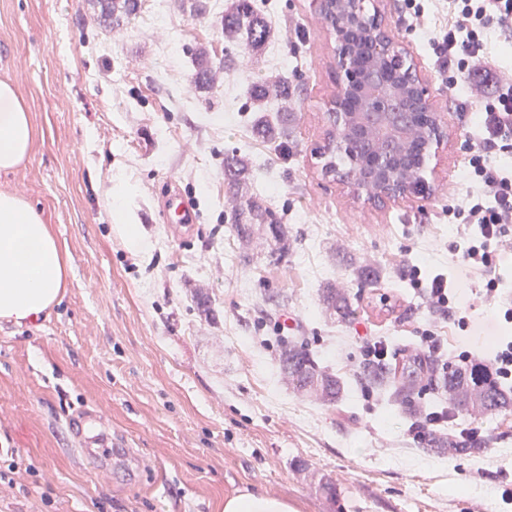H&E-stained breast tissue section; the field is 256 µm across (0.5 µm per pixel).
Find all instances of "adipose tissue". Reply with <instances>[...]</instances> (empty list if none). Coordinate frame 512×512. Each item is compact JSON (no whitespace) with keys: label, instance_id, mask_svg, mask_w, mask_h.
I'll return each mask as SVG.
<instances>
[{"label":"adipose tissue","instance_id":"ef3b65f1","mask_svg":"<svg viewBox=\"0 0 512 512\" xmlns=\"http://www.w3.org/2000/svg\"><path fill=\"white\" fill-rule=\"evenodd\" d=\"M35 137L31 115L13 86L0 81V171L18 167ZM70 256L42 214L22 197L0 192V321L34 325L68 286Z\"/></svg>","mask_w":512,"mask_h":512}]
</instances>
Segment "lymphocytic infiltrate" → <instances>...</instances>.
<instances>
[{"label": "lymphocytic infiltrate", "mask_w": 512, "mask_h": 512, "mask_svg": "<svg viewBox=\"0 0 512 512\" xmlns=\"http://www.w3.org/2000/svg\"><path fill=\"white\" fill-rule=\"evenodd\" d=\"M454 18L431 40L449 88L461 89L466 105L476 112L472 147L461 175L466 195L454 220L464 224L457 249L461 265L487 274V295L497 282L491 273L499 248L512 232V169L498 163L512 152V74L486 50L490 30L512 26V0H453Z\"/></svg>", "instance_id": "obj_1"}]
</instances>
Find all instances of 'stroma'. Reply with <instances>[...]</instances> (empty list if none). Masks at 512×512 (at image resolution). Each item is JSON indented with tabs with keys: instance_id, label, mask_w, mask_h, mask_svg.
<instances>
[{
	"instance_id": "obj_1",
	"label": "stroma",
	"mask_w": 512,
	"mask_h": 512,
	"mask_svg": "<svg viewBox=\"0 0 512 512\" xmlns=\"http://www.w3.org/2000/svg\"><path fill=\"white\" fill-rule=\"evenodd\" d=\"M232 0H140L136 15L100 23L93 0H0V81L30 112L29 157L0 172V192L22 196L71 257L69 285L36 326L0 322V512H221L244 490L288 499L297 512H512V412L438 426L477 432L483 453L424 449L425 414L386 401L361 378L368 337L427 354L489 357L512 337V259L497 298L480 272L456 263L448 211L465 194L461 173L471 115L454 103L430 39L448 0H420L411 26L403 0H365L409 52L448 138L429 162L425 197L377 203L322 173L325 112L336 90V48L310 0H254L274 36L243 53L220 16ZM217 68L211 88L191 83L194 51ZM287 83L288 96L254 102L253 84ZM292 113L283 124V113ZM286 127L288 143L258 138L257 119ZM251 169L235 191L224 157ZM145 239L128 246L108 216V188ZM181 191L197 222L162 223L159 202ZM271 203L288 228V254L268 264L270 235L239 238L240 202ZM368 265L377 283L354 270ZM449 275L467 326L431 309L413 268ZM344 291L341 320L321 299ZM209 295L210 312L197 307ZM307 343L343 384L325 403L293 391L280 337ZM336 486V498L319 488Z\"/></svg>"
}]
</instances>
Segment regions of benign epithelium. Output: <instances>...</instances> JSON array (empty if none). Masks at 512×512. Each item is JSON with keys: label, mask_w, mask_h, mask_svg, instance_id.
Here are the masks:
<instances>
[{"label": "benign epithelium", "mask_w": 512, "mask_h": 512, "mask_svg": "<svg viewBox=\"0 0 512 512\" xmlns=\"http://www.w3.org/2000/svg\"><path fill=\"white\" fill-rule=\"evenodd\" d=\"M365 10L362 0H336V11L330 13L332 26L329 30L336 43V59L341 71V82L335 96L336 125L343 127L348 138L340 143L341 150L350 161L349 175L345 180L362 189L366 183H389L390 167L382 154L367 159L353 156L352 141L355 138L388 139L400 142L405 137V128L394 122V113L389 111L393 95L403 94L408 104L423 111L429 122L437 127L436 137L429 147L437 146L447 129L445 113L436 111L427 85L420 79L408 80L393 88L387 81H381L368 70L352 62L347 48L350 33L364 32L374 43L378 58H384L394 51L408 54L399 41L390 37L384 29H364Z\"/></svg>", "instance_id": "benign-epithelium-1"}]
</instances>
